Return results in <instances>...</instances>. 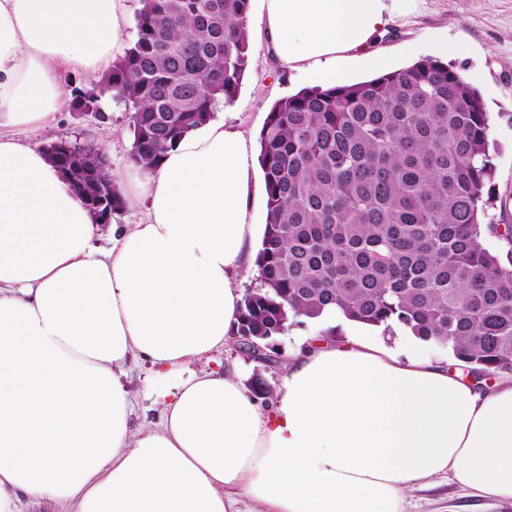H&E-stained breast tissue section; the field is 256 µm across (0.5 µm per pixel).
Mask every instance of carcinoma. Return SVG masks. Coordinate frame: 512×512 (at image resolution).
<instances>
[{
	"mask_svg": "<svg viewBox=\"0 0 512 512\" xmlns=\"http://www.w3.org/2000/svg\"><path fill=\"white\" fill-rule=\"evenodd\" d=\"M140 2L125 54L70 109L100 115L115 96L130 113L131 161L155 170L235 100L251 58L250 0ZM490 128L479 92L432 58L275 101L258 136L259 287L231 335L277 337L292 319L337 311L447 348L479 388L509 374L512 224L489 218ZM45 152L90 210L122 207L112 171L86 167L73 142Z\"/></svg>",
	"mask_w": 512,
	"mask_h": 512,
	"instance_id": "obj_1",
	"label": "carcinoma"
}]
</instances>
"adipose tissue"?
I'll list each match as a JSON object with an SVG mask.
<instances>
[{
  "instance_id": "adipose-tissue-1",
  "label": "adipose tissue",
  "mask_w": 512,
  "mask_h": 512,
  "mask_svg": "<svg viewBox=\"0 0 512 512\" xmlns=\"http://www.w3.org/2000/svg\"><path fill=\"white\" fill-rule=\"evenodd\" d=\"M416 0H261L284 68L349 83L391 61L373 44ZM124 0H0V512H403L448 474L512 502V380L486 390L357 325L294 354L261 406L237 370L185 375L238 319L236 277L259 236L242 130L214 118L124 190L142 223L99 226L20 131L66 101L61 68L94 72L125 52ZM150 360L158 426L132 428L118 373Z\"/></svg>"
}]
</instances>
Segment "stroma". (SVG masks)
Segmentation results:
<instances>
[{
	"mask_svg": "<svg viewBox=\"0 0 512 512\" xmlns=\"http://www.w3.org/2000/svg\"><path fill=\"white\" fill-rule=\"evenodd\" d=\"M249 34L251 64L237 97L225 105L223 116L227 123L255 136L271 104L307 87L308 81L301 73L280 68L255 6L249 13ZM447 40L462 48L461 54L451 58V65L479 91L492 116V213L496 223L512 224V0H417L412 14L386 27L377 47L391 56L399 69L411 63L403 52L405 44H416L420 56L435 58L439 44ZM22 138L40 148L59 139L99 147L119 183L131 167L129 114L122 103L113 99L107 100L104 115L65 108L53 125L28 130ZM351 327L346 320L331 327L319 320L299 318L279 337L278 350L285 356L296 353L307 347L310 337L329 332L339 342ZM227 368L238 369L247 388L258 379L278 387L285 374L284 368L264 366L229 342L221 350L190 363L187 370L200 373ZM125 371L123 382L133 402L134 426L157 422L161 408L146 397L153 373L151 364L139 358L131 361ZM404 508L405 512H512V503L469 497L446 475L408 491Z\"/></svg>",
	"mask_w": 512,
	"mask_h": 512,
	"instance_id": "1",
	"label": "stroma"
}]
</instances>
